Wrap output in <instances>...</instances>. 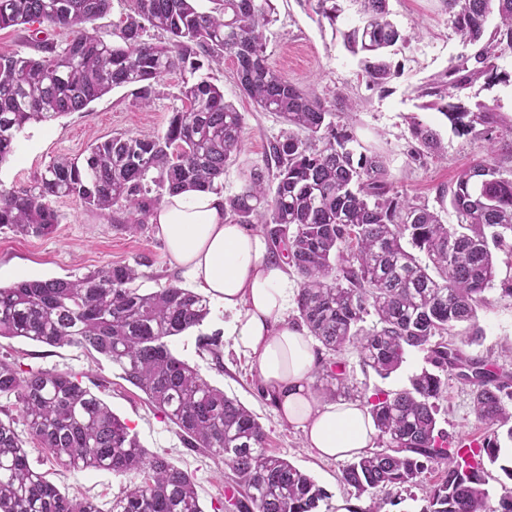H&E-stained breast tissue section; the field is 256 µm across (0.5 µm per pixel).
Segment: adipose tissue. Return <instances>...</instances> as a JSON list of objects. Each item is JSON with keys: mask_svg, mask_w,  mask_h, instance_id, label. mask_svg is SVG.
Masks as SVG:
<instances>
[{"mask_svg": "<svg viewBox=\"0 0 512 512\" xmlns=\"http://www.w3.org/2000/svg\"><path fill=\"white\" fill-rule=\"evenodd\" d=\"M150 222L170 264L223 307L225 335L237 353L254 359L262 390L281 421L302 431L306 447L328 459L374 448L378 431L367 405L328 402L311 390L315 343L288 320L294 283L287 264L271 258L266 237L225 221L219 192L167 196Z\"/></svg>", "mask_w": 512, "mask_h": 512, "instance_id": "1", "label": "adipose tissue"}]
</instances>
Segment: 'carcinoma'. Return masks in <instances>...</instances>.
<instances>
[{"label":"carcinoma","instance_id":"carcinoma-1","mask_svg":"<svg viewBox=\"0 0 512 512\" xmlns=\"http://www.w3.org/2000/svg\"><path fill=\"white\" fill-rule=\"evenodd\" d=\"M201 12L195 0H129L116 25L119 41L88 27L111 0H0V29L47 24L69 31L59 45L36 44L41 56L0 55V164L17 148L30 122L50 123L85 109L120 86H133L147 107L163 74L181 71L182 107L157 135L126 134L91 144L87 154L48 165L33 185L0 192V228L28 236L52 234L58 214L51 202L69 197L87 209L122 211L135 232L166 196L217 191L244 143V118L224 92L196 73L203 62L231 54L238 86L261 110L281 117L288 134L269 144L239 193L225 199L224 217L236 224L258 218L273 256L288 253L300 279L296 323L318 342L326 399L347 397L351 376L337 357L354 349L362 366L386 378L406 352L427 353L433 370L408 388L379 391L370 400L377 449L341 471L359 494L411 487L434 467L422 512H512V487L491 500L483 460L500 457L499 429L512 439V374L488 368L465 347L482 336L478 309L494 286L492 249L512 251V138L496 135V107L471 102V89L512 86V0H444L469 51L419 87L418 97L469 133L483 127L490 158L463 169L438 190L450 198L458 223L448 225L427 206L393 192L382 158L357 151L353 135L336 129L332 106L292 84L265 60L274 0H213ZM320 27L340 35L360 56L368 83L383 87L395 76L388 49L406 36L390 19L388 0H357L359 24L342 30V0H304ZM164 40L153 42L150 31ZM428 153L438 148L433 129L412 122ZM423 252L421 263L402 244ZM139 274L114 264L70 279L19 280L0 287V337L95 351L142 390L179 429L189 448L224 462L234 476L240 512H320L326 493L311 476L265 448L266 433L237 400L210 386L175 357L169 341L199 327L210 314L199 294L169 284L151 292ZM375 322L366 327L369 316ZM466 325L459 333L456 327ZM222 336L199 337V348L222 364ZM453 375L470 388L473 409L488 436L475 448L448 447L437 428L438 402ZM0 394L15 396L33 439L54 461L79 470H107L129 479L110 512H203L192 477L166 457L149 454L129 426L101 399L62 372L22 371L0 360ZM0 512H101L91 501L60 492L35 471L12 422L0 420Z\"/></svg>","mask_w":512,"mask_h":512}]
</instances>
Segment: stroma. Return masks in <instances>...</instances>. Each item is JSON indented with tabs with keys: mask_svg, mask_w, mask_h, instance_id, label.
<instances>
[{
	"mask_svg": "<svg viewBox=\"0 0 512 512\" xmlns=\"http://www.w3.org/2000/svg\"><path fill=\"white\" fill-rule=\"evenodd\" d=\"M275 5L276 20L267 32V65L313 96L334 104L337 128L352 132L365 148L384 157L399 195L412 203L428 205L439 212L445 223H455L453 208L449 201L439 199L436 189L451 183L462 169L485 156L487 143L479 135L456 133L440 112L419 107V86L446 69L464 50L442 0H389L391 20L410 39L391 49L389 60L395 76L382 89L365 82L357 57L345 50L341 38L320 28L303 0H275ZM202 73L223 90L225 101L233 103L244 116V146L224 177V194L229 197L239 192L250 169L262 162L268 143L287 133L288 126L277 115L256 108L241 94L233 57L204 66ZM181 83L179 72L165 74L159 96L147 108L137 105L133 87H117L82 111L49 124L29 125L19 139L15 155L0 165V191L30 186L54 160L78 156L92 142L106 140L113 133L143 137L164 131L172 111L181 105ZM414 119L437 132L438 154L413 157L417 142L410 122ZM53 207L59 223L48 236L29 237L6 228L0 230L1 287L22 279H74L118 263L137 265L141 287L183 285V278L171 268L165 245L152 226L137 233L128 232L116 226L114 213L88 210L71 198L54 200ZM494 257L499 284L512 281V252L498 250ZM499 284L486 293L487 303L478 312L483 336L468 351L512 372V296L504 294ZM223 328L224 310L214 303L201 326L173 337L169 346L211 386L253 411L265 430L268 452L309 474L327 493L329 505L342 501L351 504L354 512H367L369 496L358 494L340 481L343 461L320 458L305 446L301 431L282 424L272 401L261 398L253 359L236 354L227 343L223 346V364L218 367L199 348V335ZM0 360L24 370L75 376L128 424L148 453L166 457L192 477L203 512H225L224 502L232 485L229 469L220 459L186 447L177 427L143 391L124 380L120 369L105 357L69 346L2 337ZM342 360L355 385L352 398L361 402L381 390L409 387L412 377L429 366L426 352L412 350L402 366L384 379L372 369L362 368L356 351L345 352ZM0 419L13 421L31 467L62 493L77 500H92L102 512H110L122 496L126 480L109 471L74 472L59 467L49 450L31 438L14 396L0 395ZM437 426L447 434L452 447L486 435L473 411L469 388L456 378H449L439 402Z\"/></svg>",
	"mask_w": 512,
	"mask_h": 512,
	"instance_id": "35a3bbf8",
	"label": "stroma"
}]
</instances>
